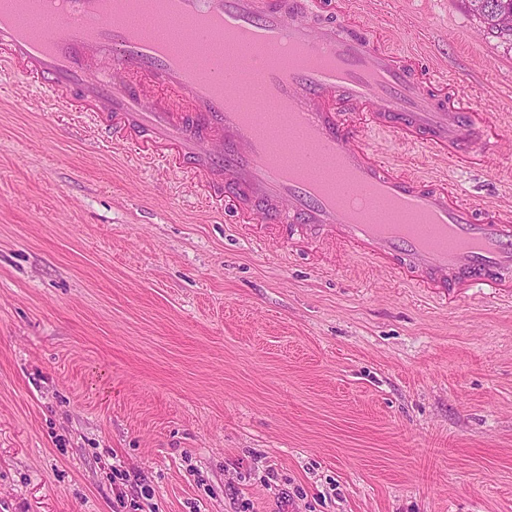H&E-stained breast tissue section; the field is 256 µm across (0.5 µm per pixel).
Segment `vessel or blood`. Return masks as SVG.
Masks as SVG:
<instances>
[{
  "instance_id": "1",
  "label": "vessel or blood",
  "mask_w": 512,
  "mask_h": 512,
  "mask_svg": "<svg viewBox=\"0 0 512 512\" xmlns=\"http://www.w3.org/2000/svg\"><path fill=\"white\" fill-rule=\"evenodd\" d=\"M45 2L57 26L33 39L10 19L16 0H0V70L40 89L52 109L90 117L103 138L134 144L138 160L190 169L238 223L356 249L425 288L512 280V215L464 200L457 184L369 143V132H388L403 149L464 170L488 134L473 104L435 94L447 78H431L415 55L365 29L353 0H338L329 18L319 0H165L190 21L186 43L216 29L231 35L238 69L219 66L209 78L147 36L152 0L136 28L108 23L122 0ZM274 46L295 49L303 63L255 65L258 49ZM256 93L262 106L251 104ZM273 109L304 133L296 169L271 154ZM323 168L347 174L350 191L371 192L375 207L354 213L324 186ZM386 202L426 217L430 234L388 223Z\"/></svg>"
}]
</instances>
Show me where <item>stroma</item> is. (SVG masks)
I'll use <instances>...</instances> for the list:
<instances>
[{
	"label": "stroma",
	"instance_id": "stroma-1",
	"mask_svg": "<svg viewBox=\"0 0 512 512\" xmlns=\"http://www.w3.org/2000/svg\"><path fill=\"white\" fill-rule=\"evenodd\" d=\"M358 10L497 126L453 177L512 210V43ZM0 512H512V295L248 240L0 72Z\"/></svg>",
	"mask_w": 512,
	"mask_h": 512
}]
</instances>
